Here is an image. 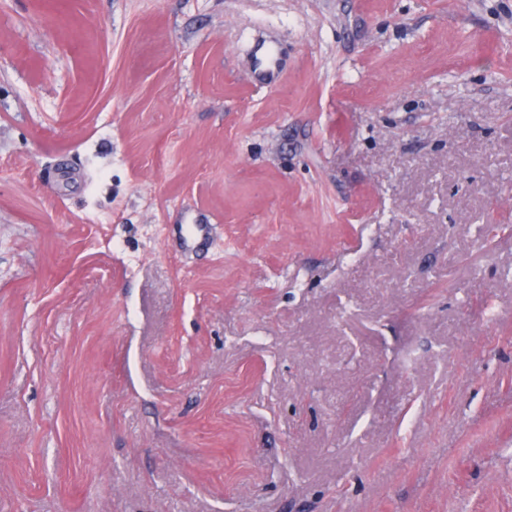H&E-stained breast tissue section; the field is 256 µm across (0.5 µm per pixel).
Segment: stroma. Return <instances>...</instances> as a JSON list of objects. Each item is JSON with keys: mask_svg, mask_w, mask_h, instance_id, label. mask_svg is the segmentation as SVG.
<instances>
[{"mask_svg": "<svg viewBox=\"0 0 512 512\" xmlns=\"http://www.w3.org/2000/svg\"><path fill=\"white\" fill-rule=\"evenodd\" d=\"M491 220L512 0H0V512H512ZM262 50L260 47L257 53ZM256 53L255 72L259 82L271 83L274 81L279 72V59L275 54L265 51L258 57Z\"/></svg>", "mask_w": 512, "mask_h": 512, "instance_id": "1", "label": "stroma"}]
</instances>
